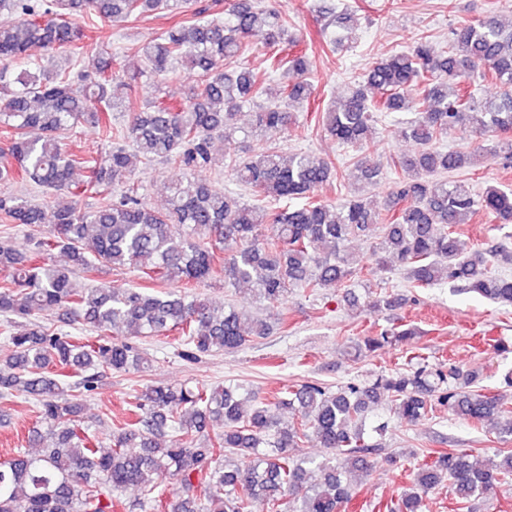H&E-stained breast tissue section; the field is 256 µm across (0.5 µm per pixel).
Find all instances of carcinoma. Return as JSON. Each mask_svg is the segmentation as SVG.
Wrapping results in <instances>:
<instances>
[{
	"label": "carcinoma",
	"instance_id": "1",
	"mask_svg": "<svg viewBox=\"0 0 512 512\" xmlns=\"http://www.w3.org/2000/svg\"><path fill=\"white\" fill-rule=\"evenodd\" d=\"M165 10L182 21L163 31L136 54L154 73L182 62L199 69L198 90L180 103L156 101L130 113L127 125L112 127V112L125 104L112 96V77L81 88L66 70L33 58L76 46V18L96 14L112 20L138 12ZM0 59L21 62L0 68V127L13 133L10 165L0 180L18 176L46 192L76 197L93 191L105 202L90 211L69 206L46 214L43 206L18 196H0V211L16 224L52 233L25 253L0 242V315L24 324L9 340L13 353L0 368V393L22 395L38 404L28 436L34 453L19 448L0 462V512H109L112 493L137 487L149 496L163 482L179 486L169 512H341L353 499L344 476L369 466L375 446L365 443L368 416L385 396L390 411L416 424L448 407L457 417L480 423L512 413L502 393L454 386L441 368L420 366L380 374L370 384L349 383L333 391L315 384L283 387L273 400L261 401L241 385L207 388L151 382L135 396L128 416L113 425L110 445L95 446L80 420L75 393L94 390L100 374L142 373L150 360L125 337L165 336L175 331L183 355L196 359L216 351L232 353L272 333L273 315L254 316L234 305H213L181 290L149 287L121 292L106 285L77 288L76 271L97 265L141 268L146 275L184 285L212 279L236 288L247 285L273 308L300 287L311 292L343 288V299L367 309L407 303L380 286L360 297L356 288L364 270L350 250L355 240L380 234L382 256L371 274L392 262L404 268L413 288L454 283L490 301L512 304V276L495 274L494 265L512 266V247L500 243L473 250L454 230L483 212L512 223V188L472 192L455 175L480 156L512 162V142L498 137L512 131V24L497 15L463 22L450 32L448 48L436 50L424 37L413 46L375 62L363 82L349 87L340 107L322 112V124L336 139L357 146L356 180L373 184L381 175L371 155L369 132L374 114H398L405 136L416 150L400 162L403 177L392 192L394 207L382 214L357 197L336 206L315 192L338 177L330 161L304 152L284 156L268 151L234 161L238 185L288 206L268 210L243 201L234 192H217L187 175L169 186L167 205L152 210L141 202L130 176L138 162L164 158L192 171L215 163L211 143L232 140L237 111L253 108V128L282 131L294 124L293 110L314 94L306 79L308 55L299 41L285 37L280 11L249 0H223L210 19L196 0H0ZM354 15L343 12V33L329 38L334 48L355 42ZM284 43L287 57L269 56L287 65L291 80L275 90L249 68L224 69V60L243 55L252 41ZM491 76L500 92L477 97L465 80ZM88 122L114 140L105 164L85 165L63 150L61 135ZM468 128L475 138L469 150H444L440 139ZM272 233L265 234L266 228ZM66 254L69 264L50 262L51 252ZM62 311L73 324L97 333L90 342L32 320L46 309ZM415 335L412 328L384 329L364 336L358 352H375ZM80 380L67 385V378ZM291 414L284 420L272 408ZM315 434L331 455L319 461L296 459L291 449ZM316 474L315 483L306 480ZM512 479V449L477 464L465 451L440 452L413 473L412 488L391 503L389 512H420L423 496L448 479L460 500L494 495L504 478ZM204 492V501L192 493Z\"/></svg>",
	"mask_w": 512,
	"mask_h": 512
}]
</instances>
